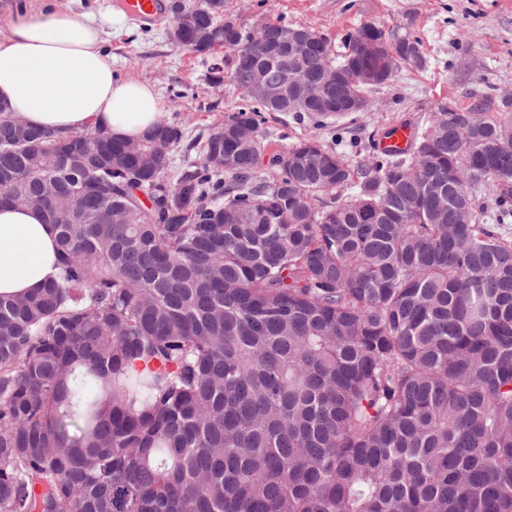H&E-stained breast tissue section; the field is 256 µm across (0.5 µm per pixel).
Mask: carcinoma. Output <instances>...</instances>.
<instances>
[{
	"mask_svg": "<svg viewBox=\"0 0 512 512\" xmlns=\"http://www.w3.org/2000/svg\"><path fill=\"white\" fill-rule=\"evenodd\" d=\"M166 0L180 45L231 55L239 102L168 177L183 129L136 140L0 117V192L42 209L58 275L0 294V512H512V112L440 102L362 169L315 136L272 148L242 91L341 68L369 97L364 23L280 58L301 25ZM322 128L350 116L310 106ZM293 156L297 165L280 164Z\"/></svg>",
	"mask_w": 512,
	"mask_h": 512,
	"instance_id": "1",
	"label": "carcinoma"
}]
</instances>
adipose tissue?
Listing matches in <instances>:
<instances>
[{
  "instance_id": "obj_1",
  "label": "adipose tissue",
  "mask_w": 512,
  "mask_h": 512,
  "mask_svg": "<svg viewBox=\"0 0 512 512\" xmlns=\"http://www.w3.org/2000/svg\"><path fill=\"white\" fill-rule=\"evenodd\" d=\"M119 23L64 0H14L0 29V100L23 122L58 133L103 126L117 138L141 137L161 104L150 85L116 79L103 45ZM57 272L55 231L42 212L0 205V293L30 292Z\"/></svg>"
}]
</instances>
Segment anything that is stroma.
<instances>
[{"label": "stroma", "instance_id": "35a3bbf8", "mask_svg": "<svg viewBox=\"0 0 512 512\" xmlns=\"http://www.w3.org/2000/svg\"><path fill=\"white\" fill-rule=\"evenodd\" d=\"M264 12L271 20L284 17L313 27L337 54L344 50L342 35L367 22L420 38L425 68H402L374 93L372 110L344 119L341 149L353 164L369 165L371 139L393 125H423L439 101L465 107L472 95L486 91L512 99V0H266ZM171 24L167 13L150 26L126 17L104 52L121 80L151 85L162 117L192 140L223 124L238 94L231 85L215 87L206 79L209 62L221 61L224 48L202 58L169 40ZM262 130L281 145L314 133L331 137L329 129H314L290 112L268 113Z\"/></svg>", "mask_w": 512, "mask_h": 512}]
</instances>
